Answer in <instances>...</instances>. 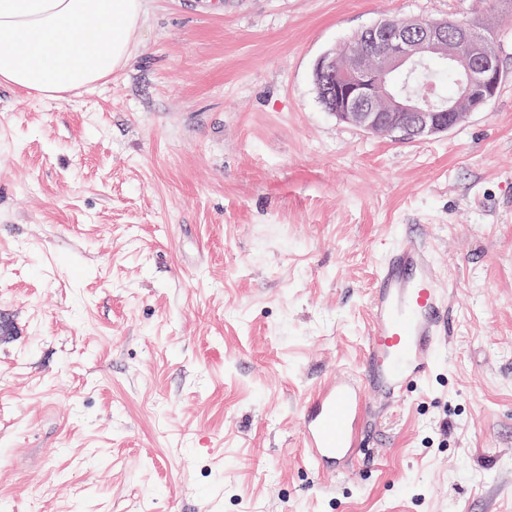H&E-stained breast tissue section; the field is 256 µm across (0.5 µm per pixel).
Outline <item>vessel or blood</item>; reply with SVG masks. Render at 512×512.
<instances>
[{
	"label": "vessel or blood",
	"mask_w": 512,
	"mask_h": 512,
	"mask_svg": "<svg viewBox=\"0 0 512 512\" xmlns=\"http://www.w3.org/2000/svg\"><path fill=\"white\" fill-rule=\"evenodd\" d=\"M371 308V331L360 367L331 378L300 414L308 459L328 472L361 455L368 396L392 403L405 386L428 376L452 325L438 265L417 231H404L383 256Z\"/></svg>",
	"instance_id": "obj_1"
}]
</instances>
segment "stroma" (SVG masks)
I'll return each instance as SVG.
<instances>
[{
	"label": "stroma",
	"mask_w": 512,
	"mask_h": 512,
	"mask_svg": "<svg viewBox=\"0 0 512 512\" xmlns=\"http://www.w3.org/2000/svg\"><path fill=\"white\" fill-rule=\"evenodd\" d=\"M496 20L448 133L339 121L313 71L385 17ZM128 64L0 86V502L10 512H512V17L495 0H143ZM453 301L431 374L315 470L300 408L356 368L404 225Z\"/></svg>",
	"instance_id": "1"
}]
</instances>
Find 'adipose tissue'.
<instances>
[{"instance_id":"ef3b65f1","label":"adipose tissue","mask_w":512,"mask_h":512,"mask_svg":"<svg viewBox=\"0 0 512 512\" xmlns=\"http://www.w3.org/2000/svg\"><path fill=\"white\" fill-rule=\"evenodd\" d=\"M142 0H0V86L60 99L130 58Z\"/></svg>"}]
</instances>
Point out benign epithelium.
Segmentation results:
<instances>
[{
    "mask_svg": "<svg viewBox=\"0 0 512 512\" xmlns=\"http://www.w3.org/2000/svg\"><path fill=\"white\" fill-rule=\"evenodd\" d=\"M367 33L381 49L374 57L355 49L346 61L336 92V116L344 123L373 134L430 137L464 122L494 96L501 75L499 53H490L491 36L468 22L381 20ZM431 57L448 59L465 75L446 105L398 90L391 81L393 74L411 72Z\"/></svg>",
    "mask_w": 512,
    "mask_h": 512,
    "instance_id": "obj_1",
    "label": "benign epithelium"
}]
</instances>
